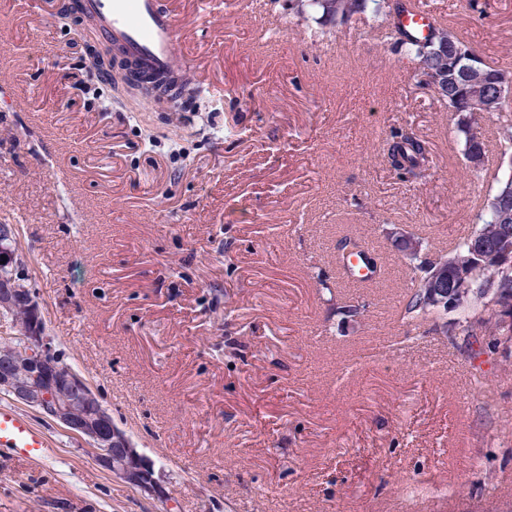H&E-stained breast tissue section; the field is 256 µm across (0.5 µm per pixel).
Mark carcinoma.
<instances>
[{"mask_svg":"<svg viewBox=\"0 0 512 512\" xmlns=\"http://www.w3.org/2000/svg\"><path fill=\"white\" fill-rule=\"evenodd\" d=\"M291 11L302 17L312 10L315 22L322 26L344 24L355 16L370 13L386 23L395 43L416 62L417 82L431 88L448 87L439 98L455 116L457 130L464 139V157L472 150H485L486 129L468 118L472 102L484 97V85L463 82L461 71L477 56L470 43L457 32L440 24L421 40L411 37L400 24L401 15L412 6L411 0H290ZM501 154H512V120L497 129ZM384 160L405 182L426 175L430 148L413 129L394 127L384 146ZM512 183V170L484 198L477 214L479 223L449 250L440 248L434 237L414 235L426 260L409 267V286L405 292L399 319L407 326H420L433 317L444 322L442 336L475 361L483 354L501 353L497 365L504 373L512 371V200L504 203L505 183ZM339 248L357 256L365 265V242L345 236Z\"/></svg>","mask_w":512,"mask_h":512,"instance_id":"cac0c4a2","label":"carcinoma"}]
</instances>
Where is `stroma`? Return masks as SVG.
<instances>
[{
	"instance_id": "stroma-1",
	"label": "stroma",
	"mask_w": 512,
	"mask_h": 512,
	"mask_svg": "<svg viewBox=\"0 0 512 512\" xmlns=\"http://www.w3.org/2000/svg\"><path fill=\"white\" fill-rule=\"evenodd\" d=\"M60 0H0V223L60 353L165 475L169 503L26 410L52 450L0 447V512H479L512 500V375L489 389L445 337L399 326L386 224L471 231L497 151L466 167L446 103L366 14L320 30L288 0H200L179 26L224 98L159 112L85 67ZM421 0L512 65V0ZM24 95L34 111H16ZM432 162L402 182L391 127ZM360 233L389 268L336 273ZM366 302L360 326L341 308ZM496 476L495 489L485 484ZM383 151L386 164L404 182L412 183L425 177L431 159L430 148L412 128H391Z\"/></svg>"
}]
</instances>
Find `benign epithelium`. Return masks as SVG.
<instances>
[{
  "instance_id": "benign-epithelium-1",
  "label": "benign epithelium",
  "mask_w": 512,
  "mask_h": 512,
  "mask_svg": "<svg viewBox=\"0 0 512 512\" xmlns=\"http://www.w3.org/2000/svg\"><path fill=\"white\" fill-rule=\"evenodd\" d=\"M88 66L96 72L112 71V82L133 100L153 95L161 111H181L187 96L177 85L163 88L151 83V78L141 77L136 64L117 50L89 48ZM24 281L21 255L16 251L1 254L0 320L8 327L0 331V393L85 440L98 464L129 487L158 500L167 499L152 461L134 448L130 436L114 423L87 380L56 361L43 309L35 295H26ZM21 306L27 311L24 322L11 321ZM18 336L24 340L21 347L13 344ZM75 395L82 404L74 402Z\"/></svg>"
}]
</instances>
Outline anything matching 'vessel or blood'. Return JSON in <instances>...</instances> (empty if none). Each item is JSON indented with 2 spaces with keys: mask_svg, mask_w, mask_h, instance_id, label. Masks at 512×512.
<instances>
[{
  "mask_svg": "<svg viewBox=\"0 0 512 512\" xmlns=\"http://www.w3.org/2000/svg\"><path fill=\"white\" fill-rule=\"evenodd\" d=\"M182 0H81V9L92 16L105 46L121 47L145 70L175 74L184 67L178 4ZM0 447L25 458L48 455L39 430L20 412L0 407Z\"/></svg>",
  "mask_w": 512,
  "mask_h": 512,
  "instance_id": "obj_1",
  "label": "vessel or blood"
}]
</instances>
